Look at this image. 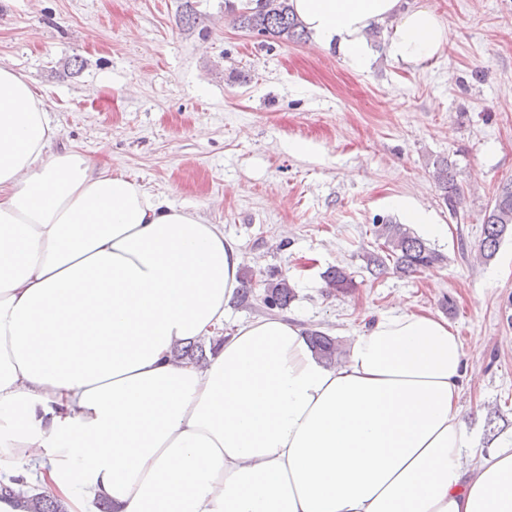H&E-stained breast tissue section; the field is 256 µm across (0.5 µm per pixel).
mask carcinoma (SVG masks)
<instances>
[{
	"mask_svg": "<svg viewBox=\"0 0 512 512\" xmlns=\"http://www.w3.org/2000/svg\"><path fill=\"white\" fill-rule=\"evenodd\" d=\"M224 10L234 16L240 28L269 39L298 42L306 37V30L291 11L289 0H244L236 5L233 0H224ZM433 178L441 192L444 204L451 214L458 213L461 189L452 164L445 158L433 162ZM512 228V181L500 184L485 212L483 237L479 245L480 255L491 259L497 252L502 238ZM381 240L379 251L368 258L369 272L378 278L388 271L411 275L443 260V255L427 246L405 224H379L375 230ZM326 287L338 292L355 288L352 277L342 267H332L325 272ZM296 292L288 277L272 275L263 280L261 303L269 313L283 311L295 299ZM311 346L328 361L339 355L335 338L315 329L307 330ZM174 357L189 358L198 362L206 360L202 344L190 343L174 351ZM13 500L19 512H65L64 505L42 493L24 494L0 483V499Z\"/></svg>",
	"mask_w": 512,
	"mask_h": 512,
	"instance_id": "obj_1",
	"label": "carcinoma"
}]
</instances>
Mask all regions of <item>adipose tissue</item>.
I'll return each instance as SVG.
<instances>
[{
  "label": "adipose tissue",
  "instance_id": "adipose-tissue-1",
  "mask_svg": "<svg viewBox=\"0 0 512 512\" xmlns=\"http://www.w3.org/2000/svg\"><path fill=\"white\" fill-rule=\"evenodd\" d=\"M368 70L441 56L421 0H290ZM0 67V454L86 512H512V448L475 455L447 320L380 315L329 365L282 316L225 330L242 255L221 225L77 149ZM192 339L209 360H174Z\"/></svg>",
  "mask_w": 512,
  "mask_h": 512
}]
</instances>
